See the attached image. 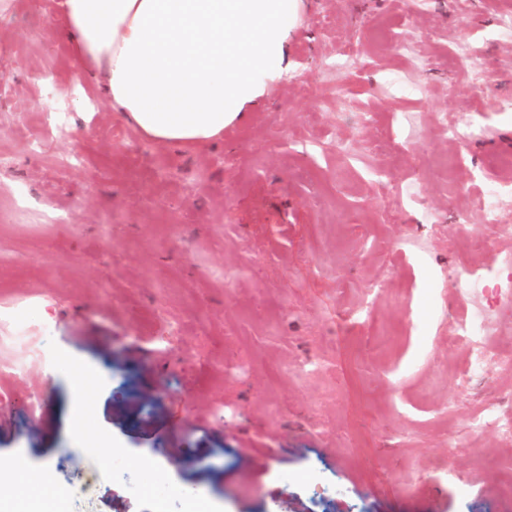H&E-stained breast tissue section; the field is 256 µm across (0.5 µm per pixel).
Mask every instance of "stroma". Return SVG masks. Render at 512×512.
<instances>
[{
  "label": "stroma",
  "mask_w": 512,
  "mask_h": 512,
  "mask_svg": "<svg viewBox=\"0 0 512 512\" xmlns=\"http://www.w3.org/2000/svg\"><path fill=\"white\" fill-rule=\"evenodd\" d=\"M508 12L304 0L287 74L191 148L74 80L56 0L0 15V458L57 512H180L169 484L208 512H512V438L467 427L512 419V369L463 382L466 305L431 285L495 265L467 236L512 182ZM510 188L504 187L497 182H488L485 185L482 195L476 200V206L482 212L483 224L496 226L498 220V199Z\"/></svg>",
  "instance_id": "obj_1"
}]
</instances>
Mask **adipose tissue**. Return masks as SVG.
Instances as JSON below:
<instances>
[{
	"label": "adipose tissue",
	"mask_w": 512,
	"mask_h": 512,
	"mask_svg": "<svg viewBox=\"0 0 512 512\" xmlns=\"http://www.w3.org/2000/svg\"><path fill=\"white\" fill-rule=\"evenodd\" d=\"M80 75L142 135L223 134L288 69L303 0H57Z\"/></svg>",
	"instance_id": "adipose-tissue-1"
}]
</instances>
